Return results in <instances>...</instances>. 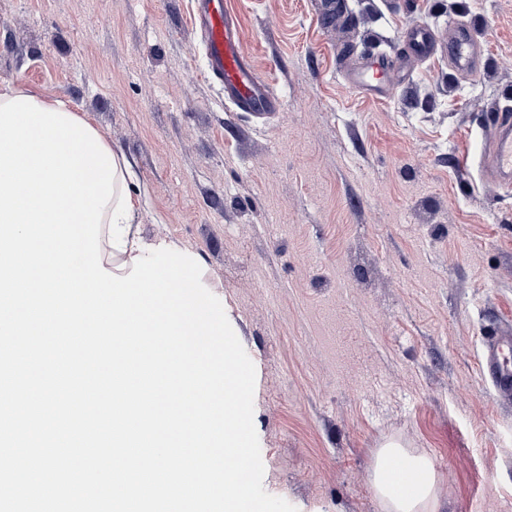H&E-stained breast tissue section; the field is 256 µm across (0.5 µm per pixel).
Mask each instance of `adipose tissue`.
I'll return each instance as SVG.
<instances>
[{
  "label": "adipose tissue",
  "instance_id": "adipose-tissue-1",
  "mask_svg": "<svg viewBox=\"0 0 512 512\" xmlns=\"http://www.w3.org/2000/svg\"><path fill=\"white\" fill-rule=\"evenodd\" d=\"M130 165L88 117L67 102L0 86V224L14 241L0 252V289L22 282L26 272L46 266L44 286H64L72 294L90 291L97 310L112 319L114 333L128 331L146 316L154 331L169 336H227L223 308L198 291L199 260L193 252L162 239L139 237L134 229L140 204L129 190ZM85 256L71 265L72 250ZM167 256L158 270L152 256ZM179 386L201 391L208 416L172 421L173 433L197 436L196 456L234 441L215 431L224 401L226 361L212 344L197 352L156 356ZM402 459L415 478L411 491L396 490L389 462ZM437 474L427 457L405 455L388 444L378 453L373 489L387 512H437Z\"/></svg>",
  "mask_w": 512,
  "mask_h": 512
}]
</instances>
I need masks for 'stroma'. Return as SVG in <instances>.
I'll list each match as a JSON object with an SVG mask.
<instances>
[{"mask_svg": "<svg viewBox=\"0 0 512 512\" xmlns=\"http://www.w3.org/2000/svg\"><path fill=\"white\" fill-rule=\"evenodd\" d=\"M283 101L233 111L188 44L190 0H0V85L88 114L145 195L136 226L199 259L256 369L263 486L297 512H385L389 442L427 455L440 512H512V408L480 371L512 327V187L483 182L512 107V0H225ZM482 45L421 63L386 98L344 71L411 51L414 24Z\"/></svg>", "mask_w": 512, "mask_h": 512, "instance_id": "35a3bbf8", "label": "stroma"}]
</instances>
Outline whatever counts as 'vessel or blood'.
<instances>
[{
	"instance_id": "1",
	"label": "vessel or blood",
	"mask_w": 512,
	"mask_h": 512,
	"mask_svg": "<svg viewBox=\"0 0 512 512\" xmlns=\"http://www.w3.org/2000/svg\"><path fill=\"white\" fill-rule=\"evenodd\" d=\"M194 28L201 38L202 57L208 78L217 80L224 89V100L235 111L257 117L274 115L282 107L269 81L257 74L242 45L239 24L224 0H193ZM404 38L413 46L414 62H422L435 52L448 54L463 71L473 68L477 60L478 41L465 28L457 25L447 40L426 26L407 29ZM344 78L354 90L383 94L387 88L370 70L348 69ZM481 178L502 186L512 185V115L500 113L484 140L481 151ZM482 370L493 383L500 403H512V331L502 330L486 337Z\"/></svg>"
}]
</instances>
